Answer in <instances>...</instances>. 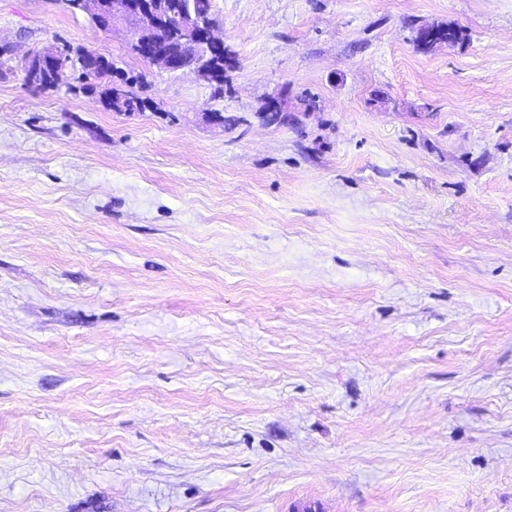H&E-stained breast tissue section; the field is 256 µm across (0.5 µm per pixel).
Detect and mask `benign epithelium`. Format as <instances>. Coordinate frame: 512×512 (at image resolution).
Wrapping results in <instances>:
<instances>
[{
	"label": "benign epithelium",
	"mask_w": 512,
	"mask_h": 512,
	"mask_svg": "<svg viewBox=\"0 0 512 512\" xmlns=\"http://www.w3.org/2000/svg\"><path fill=\"white\" fill-rule=\"evenodd\" d=\"M79 5L102 30L113 28L118 19L129 25L135 35L134 51L150 64L171 72L190 70L224 83V39L217 34V22L203 20L187 7L177 14L174 26L153 0H79ZM22 65L28 85L35 89L59 84L70 68L56 45L27 56ZM84 65L93 79L109 87V97L104 99L107 108L115 102L125 111L139 107L142 98L130 84L112 79L113 67L107 58L88 53Z\"/></svg>",
	"instance_id": "7a95c632"
}]
</instances>
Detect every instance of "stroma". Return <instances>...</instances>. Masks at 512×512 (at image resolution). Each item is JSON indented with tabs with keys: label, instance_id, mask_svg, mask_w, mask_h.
<instances>
[{
	"label": "stroma",
	"instance_id": "35a3bbf8",
	"mask_svg": "<svg viewBox=\"0 0 512 512\" xmlns=\"http://www.w3.org/2000/svg\"><path fill=\"white\" fill-rule=\"evenodd\" d=\"M212 6L220 95L0 0V512H512V0ZM27 83L35 89H51L52 85H58L70 68L69 62L60 54L57 45H51L42 51L33 53L23 59L22 62ZM85 70L91 74L95 80L101 81L106 84L110 89L108 98H104V104L109 110H115L113 102H118L123 105V110L128 111L129 107L136 109L143 100L134 91H132L131 84H142L144 82V75L137 73L129 75L126 73V79L129 83L116 81L112 79V73L115 68L112 67L111 62L99 55L88 53L85 56L84 63Z\"/></svg>",
	"mask_w": 512,
	"mask_h": 512
}]
</instances>
